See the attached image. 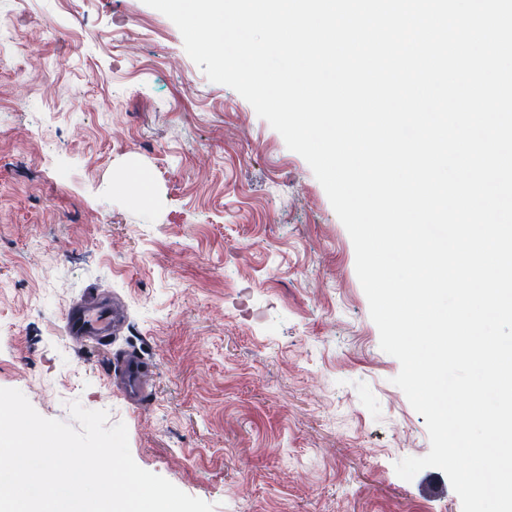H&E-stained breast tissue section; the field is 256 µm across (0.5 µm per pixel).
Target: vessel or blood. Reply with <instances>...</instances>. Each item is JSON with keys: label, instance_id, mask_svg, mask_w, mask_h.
<instances>
[{"label": "vessel or blood", "instance_id": "b4317fda", "mask_svg": "<svg viewBox=\"0 0 512 512\" xmlns=\"http://www.w3.org/2000/svg\"><path fill=\"white\" fill-rule=\"evenodd\" d=\"M126 316L119 307H110L94 300L74 304L65 316L68 336L75 344L86 341L107 342L118 338L125 326ZM118 391L128 401L137 403L146 396L148 361L139 353L125 352L114 372Z\"/></svg>", "mask_w": 512, "mask_h": 512}]
</instances>
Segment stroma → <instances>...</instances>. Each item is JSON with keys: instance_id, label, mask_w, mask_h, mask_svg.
Listing matches in <instances>:
<instances>
[{"instance_id": "obj_1", "label": "stroma", "mask_w": 512, "mask_h": 512, "mask_svg": "<svg viewBox=\"0 0 512 512\" xmlns=\"http://www.w3.org/2000/svg\"><path fill=\"white\" fill-rule=\"evenodd\" d=\"M151 183L118 190L131 174ZM120 300L115 344L75 346L69 306ZM153 367L144 400L117 357ZM355 252L310 166L208 80L143 0H0V387L44 417L77 401L214 512H462L427 468ZM147 359L139 353L128 351L120 359L114 376L119 382L116 388L128 401L139 403L146 396L148 377Z\"/></svg>"}]
</instances>
